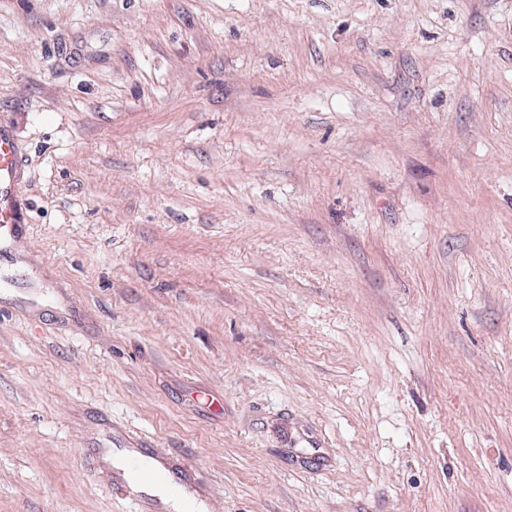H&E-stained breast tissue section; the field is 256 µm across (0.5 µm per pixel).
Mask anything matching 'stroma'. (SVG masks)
Wrapping results in <instances>:
<instances>
[{"label": "stroma", "instance_id": "1", "mask_svg": "<svg viewBox=\"0 0 512 512\" xmlns=\"http://www.w3.org/2000/svg\"><path fill=\"white\" fill-rule=\"evenodd\" d=\"M0 512H512V0H0ZM25 182L13 126L0 119V235L11 236L27 224L21 188ZM160 461L164 465H166V467L168 468L170 473L174 474V471H177V472L180 473L181 477L186 478V473H185L184 470L179 469V468H173V467L169 466L168 463L165 460H163V459H160ZM181 477H176L175 479H172V483L168 482V484H167L168 492H169L170 497L175 498L172 501L171 506L175 510L181 509L182 508L181 502L179 500H176V499H180V500L183 501V504H184L182 512H197L196 511V507L194 506L193 501L187 499L184 496L183 490H182V488L180 486V484H182L184 482V479L181 478Z\"/></svg>", "mask_w": 512, "mask_h": 512}]
</instances>
